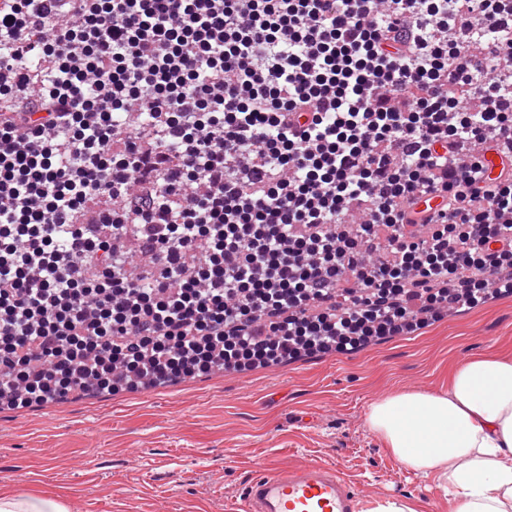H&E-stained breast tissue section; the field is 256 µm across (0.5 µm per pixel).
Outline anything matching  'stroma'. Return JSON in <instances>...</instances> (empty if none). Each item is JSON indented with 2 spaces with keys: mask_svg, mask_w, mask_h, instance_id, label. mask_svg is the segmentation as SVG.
Returning <instances> with one entry per match:
<instances>
[{
  "mask_svg": "<svg viewBox=\"0 0 512 512\" xmlns=\"http://www.w3.org/2000/svg\"><path fill=\"white\" fill-rule=\"evenodd\" d=\"M476 355L512 358V296L351 354L306 356L179 390L75 394L0 411V497L31 491L70 512H243L273 464L337 466L364 508L410 501L454 512L435 482L400 465L367 424L398 390L435 392Z\"/></svg>",
  "mask_w": 512,
  "mask_h": 512,
  "instance_id": "1",
  "label": "stroma"
}]
</instances>
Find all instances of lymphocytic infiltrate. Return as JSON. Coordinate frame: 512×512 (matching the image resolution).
I'll use <instances>...</instances> for the list:
<instances>
[{
    "mask_svg": "<svg viewBox=\"0 0 512 512\" xmlns=\"http://www.w3.org/2000/svg\"><path fill=\"white\" fill-rule=\"evenodd\" d=\"M504 140L512 0H0V409L511 296Z\"/></svg>",
    "mask_w": 512,
    "mask_h": 512,
    "instance_id": "f902f5d3",
    "label": "lymphocytic infiltrate"
}]
</instances>
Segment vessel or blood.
<instances>
[{"label": "vessel or blood", "instance_id": "b4317fda", "mask_svg": "<svg viewBox=\"0 0 512 512\" xmlns=\"http://www.w3.org/2000/svg\"><path fill=\"white\" fill-rule=\"evenodd\" d=\"M245 512H361L362 499L337 467L307 462L274 467L252 480Z\"/></svg>", "mask_w": 512, "mask_h": 512}]
</instances>
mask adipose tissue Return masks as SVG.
Returning <instances> with one entry per match:
<instances>
[{"label":"adipose tissue","mask_w":512,"mask_h":512,"mask_svg":"<svg viewBox=\"0 0 512 512\" xmlns=\"http://www.w3.org/2000/svg\"><path fill=\"white\" fill-rule=\"evenodd\" d=\"M369 428L406 469L433 478L455 512H512V360L476 356L438 392L373 403Z\"/></svg>","instance_id":"adipose-tissue-1"}]
</instances>
